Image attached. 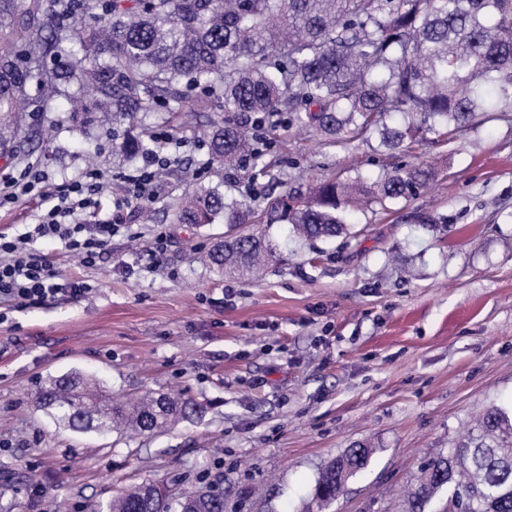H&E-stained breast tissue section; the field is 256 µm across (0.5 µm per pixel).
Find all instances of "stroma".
Instances as JSON below:
<instances>
[{
    "mask_svg": "<svg viewBox=\"0 0 512 512\" xmlns=\"http://www.w3.org/2000/svg\"><path fill=\"white\" fill-rule=\"evenodd\" d=\"M53 105L31 122L61 127L29 162L0 158V186L29 165L54 183L78 178L89 149L119 193L133 171L118 148L125 125L99 112L70 116L61 97ZM145 121L182 143L152 205L156 222L125 209L93 267L58 238L35 239L89 293L25 309L0 302V512H89L146 480L173 505L210 491L224 512H317L322 468L363 440L374 453L335 512H406L422 467L488 406H512V112L448 146L390 156L373 142L327 147L290 130L267 160L299 193L334 174L372 180L386 166L445 159L431 190L362 215L333 243L298 239L284 224L245 225L276 253L258 279L224 278L206 263L224 225L167 215L197 182L261 205L266 179L216 174L168 104ZM41 212L31 195L0 208V235L25 234ZM426 215L440 225L424 228ZM71 371L118 400L175 394L202 411L154 436L75 433L36 404L50 378Z\"/></svg>",
    "mask_w": 512,
    "mask_h": 512,
    "instance_id": "stroma-1",
    "label": "stroma"
}]
</instances>
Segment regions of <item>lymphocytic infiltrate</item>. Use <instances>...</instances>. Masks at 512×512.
I'll return each mask as SVG.
<instances>
[{"label": "lymphocytic infiltrate", "mask_w": 512, "mask_h": 512, "mask_svg": "<svg viewBox=\"0 0 512 512\" xmlns=\"http://www.w3.org/2000/svg\"><path fill=\"white\" fill-rule=\"evenodd\" d=\"M170 165V158L163 152L145 154L134 172L123 178V195L113 200L111 218L96 224L80 220L81 215L98 212L102 206V173L95 168L59 184L48 183L42 170L28 169L20 180L0 188V207L22 194L35 192L49 197L51 205L41 214L32 236L58 237L82 264L92 265L103 257L116 229L123 224L124 208L132 203L146 206L156 200L159 176ZM86 291L82 283L61 275L45 254L29 249L26 239L0 236L1 301L39 306L63 296L75 300Z\"/></svg>", "instance_id": "f902f5d3"}]
</instances>
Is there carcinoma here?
<instances>
[{"label":"carcinoma","instance_id":"carcinoma-1","mask_svg":"<svg viewBox=\"0 0 512 512\" xmlns=\"http://www.w3.org/2000/svg\"><path fill=\"white\" fill-rule=\"evenodd\" d=\"M0 153L30 159L36 141L26 119L63 96L72 114L90 103L129 122L126 161L160 148L139 115L176 98L179 87L220 91L224 113L204 142L216 169L271 175L246 130L258 119L272 136L312 133L326 146L373 139L383 152L450 143L455 135L512 112V0H0ZM70 65L49 68L45 58ZM437 175L431 165L387 168L368 182L324 179L306 196L268 197L261 212L213 186L188 189L173 224H223L209 253L220 275L251 278L271 249L242 224H286L306 241L351 234V216L406 204ZM37 403L79 433L126 429L155 434L198 406L171 395L102 402L98 383L79 372L52 378ZM332 460L312 492L319 508L339 484L363 472L367 443ZM458 512H512V414L493 404L448 454L432 460L408 495L424 512L442 489ZM143 482L104 512H167ZM180 512H224L217 497L187 498Z\"/></svg>","mask_w":512,"mask_h":512}]
</instances>
